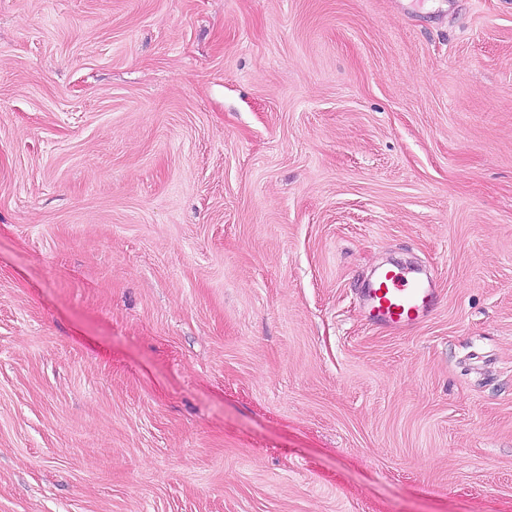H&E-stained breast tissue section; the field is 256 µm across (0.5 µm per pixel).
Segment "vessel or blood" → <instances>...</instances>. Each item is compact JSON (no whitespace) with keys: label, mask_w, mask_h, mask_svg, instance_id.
<instances>
[{"label":"vessel or blood","mask_w":512,"mask_h":512,"mask_svg":"<svg viewBox=\"0 0 512 512\" xmlns=\"http://www.w3.org/2000/svg\"><path fill=\"white\" fill-rule=\"evenodd\" d=\"M438 303L431 280L421 269L390 265L381 268L363 293V305L376 325L403 331L429 316Z\"/></svg>","instance_id":"vessel-or-blood-1"}]
</instances>
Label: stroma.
<instances>
[{"label":"stroma","mask_w":512,"mask_h":512,"mask_svg":"<svg viewBox=\"0 0 512 512\" xmlns=\"http://www.w3.org/2000/svg\"><path fill=\"white\" fill-rule=\"evenodd\" d=\"M0 512H512V0H0ZM362 297L375 324L391 331L419 323L438 303L436 288L421 269L394 264L377 272Z\"/></svg>","instance_id":"1"}]
</instances>
